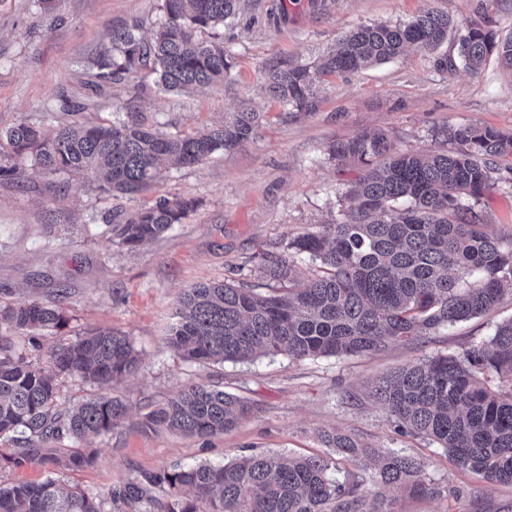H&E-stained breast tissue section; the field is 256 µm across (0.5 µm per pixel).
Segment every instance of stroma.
I'll return each instance as SVG.
<instances>
[{
    "mask_svg": "<svg viewBox=\"0 0 512 512\" xmlns=\"http://www.w3.org/2000/svg\"><path fill=\"white\" fill-rule=\"evenodd\" d=\"M427 9L512 34V0H239L236 16L217 29L233 68L223 82L185 94L160 91L145 71L96 87L92 62L112 31L137 23L151 35L163 19L159 0H58L50 12L40 0H0V129L22 121L108 124L134 94L133 120L167 132L196 133L242 110L258 115L244 144L171 169L132 198L106 194L82 176H46L26 163L19 179L0 180V301H47L59 283L68 286L66 323L33 339L13 333L16 346L41 364L46 349L107 329L129 337L140 357L135 372L112 389L127 416L93 441L91 466L59 472L63 486L103 499L105 512H146V505L112 499V492L174 466L221 465L267 452L324 455L319 435L335 430L416 457L427 482L442 490L437 497L391 490L395 512H512V486L487 483L459 469L437 443L398 433L369 396L373 382L396 367L488 342L512 319L511 294L484 316L381 353L201 364L182 360L168 345L179 299L196 283L227 281L262 294L284 289V282L260 277L262 254H287L289 240L331 223L360 172L352 161L330 158L333 143L383 131L394 151L445 152L448 127L512 135V69L492 56L471 72L458 63L453 38L436 52L413 50L356 73L321 76L309 112L267 93L275 68L317 69L350 30L404 23ZM442 53L456 60L454 70L437 67ZM163 197L191 198L197 206L134 251L102 237L113 212ZM481 208L490 231L512 235V155L497 159ZM194 384L224 388L248 400L252 411L209 438L142 426L144 414ZM16 450L13 441L0 442V483L45 479L47 466L32 457L16 460Z\"/></svg>",
    "mask_w": 512,
    "mask_h": 512,
    "instance_id": "1",
    "label": "stroma"
}]
</instances>
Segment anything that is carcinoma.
Masks as SVG:
<instances>
[{"label": "carcinoma", "instance_id": "carcinoma-1", "mask_svg": "<svg viewBox=\"0 0 512 512\" xmlns=\"http://www.w3.org/2000/svg\"><path fill=\"white\" fill-rule=\"evenodd\" d=\"M164 20L146 38L137 23L115 31L110 48L92 62L109 82L148 68L165 92H183L224 81L231 68L218 34H202L236 15L238 0H160ZM458 33V53L478 71L496 55L512 67V38L496 39L477 23L460 25L448 14L427 10L406 23L359 27L344 35L317 72L304 66L277 69L268 91L298 112L315 106L318 74L354 73L405 54L434 50ZM258 120L242 111L233 120L197 135L168 133L116 118L108 126L80 123L45 129L20 122L0 130V178L18 175L29 159L48 175L74 173L96 181L113 196L134 197L152 187L164 170L192 165L217 150L250 139ZM454 152H390L382 132L334 144L339 160L365 166L345 192L340 217L318 233L291 239L287 249L319 264L312 278H296L288 258L262 255L261 273L292 283L288 292L261 295L226 282H204L179 301L170 346L184 360L223 363L259 355L292 359L342 357L408 343L437 329L477 318L512 293V239L488 230L479 205L489 187L493 159L512 154V136L489 127L445 130ZM196 202L162 198L155 205L116 214L111 241L129 250L183 223ZM61 284L46 302L0 305V439L26 435L22 454L50 467L39 483L0 484V512H104L86 492L63 490L54 474L93 464L94 457L63 442L87 441L111 432L126 415L116 398L100 393L76 407L58 405L55 375L90 379L107 389L131 374L138 357L126 336L93 331L47 352L50 370L15 349L9 332L55 330L64 323ZM496 375L501 385L483 380ZM371 398L384 405L404 435L425 437L445 448L462 469L491 483L512 485V319L497 326L489 342L461 355L417 360L379 378ZM250 404L210 386L193 385L142 424L200 437L236 426ZM323 443L361 464L373 462L374 495L366 477L329 476L320 456L282 453L243 456L224 466L199 463L141 475L122 497L141 501L150 488L176 491L161 512H395L383 490L399 487L417 495L442 490L425 481L414 457L381 454L347 434L326 432Z\"/></svg>", "mask_w": 512, "mask_h": 512}]
</instances>
